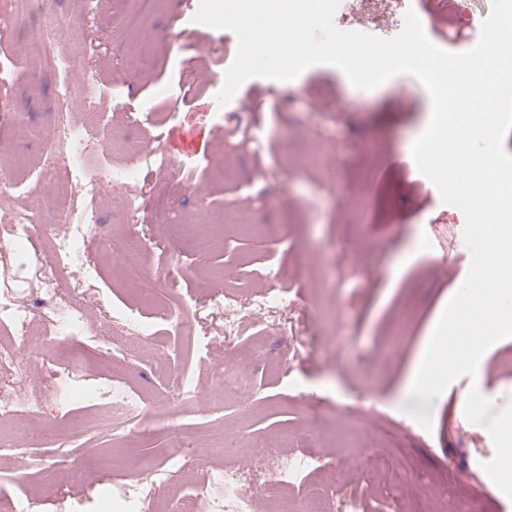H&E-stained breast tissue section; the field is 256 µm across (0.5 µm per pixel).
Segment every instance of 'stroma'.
<instances>
[{
	"instance_id": "obj_1",
	"label": "stroma",
	"mask_w": 512,
	"mask_h": 512,
	"mask_svg": "<svg viewBox=\"0 0 512 512\" xmlns=\"http://www.w3.org/2000/svg\"><path fill=\"white\" fill-rule=\"evenodd\" d=\"M471 4L472 23L456 31L427 17L420 0L413 8L435 45L459 53L477 44L491 8V0ZM56 10L71 18L60 33L21 18V0H0V16L11 25L0 61H21L34 40L44 45L43 83L30 88L2 74L0 97L40 122L56 108L60 60L73 54L71 81L89 68L107 92L95 117H87L77 99L65 111L90 132L91 169L112 168L131 145L156 136L170 159L201 174L189 186L144 170L134 215L125 216L117 202L101 211L98 231L106 237L125 221L137 225L147 268L174 263L166 282L145 277L131 284L117 253L96 252L97 275L66 278L60 288L99 298L95 322L123 309L146 330L128 337L124 367L147 402L137 452L162 459L174 430L189 446L218 431L236 434L246 448L280 436L289 455L316 462L291 478L299 508L307 488L324 479L337 497L358 498L365 512H375L381 501L388 512H512V483L501 484L497 472L502 439L485 438L483 416L463 422L454 410L477 383L487 398L484 416L512 419V371L497 368L512 355V338L484 352L479 381L459 377L426 404L402 392L471 264L461 253L463 212L443 203L426 176L393 165L410 154L428 117L423 84L399 74L359 88L340 69L313 65L289 81L250 78L222 107L216 101L222 81L192 99L184 93L190 81L233 64V32L177 14L173 0H57ZM149 110L157 115L151 125L142 117ZM242 117L256 147H225L224 128ZM0 135L25 147L28 164L15 171L20 184L63 201L72 179L68 165L56 162L46 180L36 181L42 144L27 142L20 128ZM187 211L203 219L218 212L231 222L209 241H169L167 225ZM270 224L277 236L267 233ZM230 285L239 294L257 285L285 290L290 307L277 330L248 328L225 342L210 299ZM183 309L199 318L211 341L208 352H197L178 334L175 320ZM221 364L247 372L250 388L225 399L223 415L187 406L169 417L174 377L186 374L208 385ZM75 416L87 420V430L67 462L33 471L40 486L33 510L120 512L112 490L123 484L121 472L102 474L94 484L71 476L120 444L101 432L87 403L68 413L44 406L37 453L51 457Z\"/></svg>"
}]
</instances>
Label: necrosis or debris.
<instances>
[{"label":"necrosis or debris","mask_w":512,"mask_h":512,"mask_svg":"<svg viewBox=\"0 0 512 512\" xmlns=\"http://www.w3.org/2000/svg\"><path fill=\"white\" fill-rule=\"evenodd\" d=\"M407 10L406 0H345L344 5L338 7L335 20L343 27L369 26L392 36L403 29ZM53 127L55 135L49 141L48 154L68 161L73 174L63 218L43 227L51 239V253L38 260L43 304L55 309L59 316L53 336L40 337L37 330L31 328L32 307L26 300L10 292H0V326L14 331L8 342L0 344V461L10 464L13 480L20 482L32 468L28 449L35 442L34 424L44 402L66 406L81 396L96 405H113L120 410L121 420L106 419L101 427L114 433L139 422L144 401L123 377L94 383L86 378L80 363L71 360L59 364L55 384L43 390L31 384L23 355L49 343L66 347L76 341L104 343L113 356L123 355L124 344L114 337L104 338L101 330L94 326L91 319L94 301L85 297L62 298L56 284L62 275L71 272L93 277L95 265L89 258L90 243L98 242L104 250L110 246L109 241L96 238V226L100 222L97 203L105 185H112L120 195L122 209L132 213L139 209L142 169L169 173L178 168L161 147L141 146L132 148L129 160L122 167L110 172H92L83 162L85 126L58 120ZM0 196L19 202L8 226L10 242L23 250H31L34 224L52 207V200L21 190L9 171L0 173ZM211 305L224 314L225 337L234 338L247 323L269 330L276 328L277 317L287 310L288 300L263 290L241 296L217 293L212 296ZM243 380L242 373L235 369L219 373L215 387L202 398L193 379L182 376L175 382V394L182 404L200 400L206 411L220 412L224 409L225 397L238 393ZM194 457L193 450L177 445L167 450L162 465L132 464L125 468L128 486L119 500L123 512H150L162 495L161 468L182 469ZM242 459L241 466L212 472L204 481L193 485L181 502L183 512H294L287 501L273 502L262 493L249 492L248 476L254 460L247 453Z\"/></svg>","instance_id":"necrosis-or-debris-1"}]
</instances>
